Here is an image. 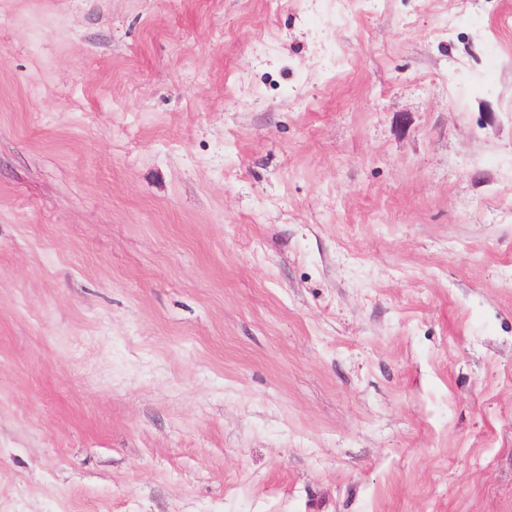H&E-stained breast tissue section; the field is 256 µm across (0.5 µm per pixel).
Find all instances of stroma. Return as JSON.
<instances>
[{
	"instance_id": "obj_1",
	"label": "stroma",
	"mask_w": 512,
	"mask_h": 512,
	"mask_svg": "<svg viewBox=\"0 0 512 512\" xmlns=\"http://www.w3.org/2000/svg\"><path fill=\"white\" fill-rule=\"evenodd\" d=\"M0 512H512V0H0Z\"/></svg>"
}]
</instances>
